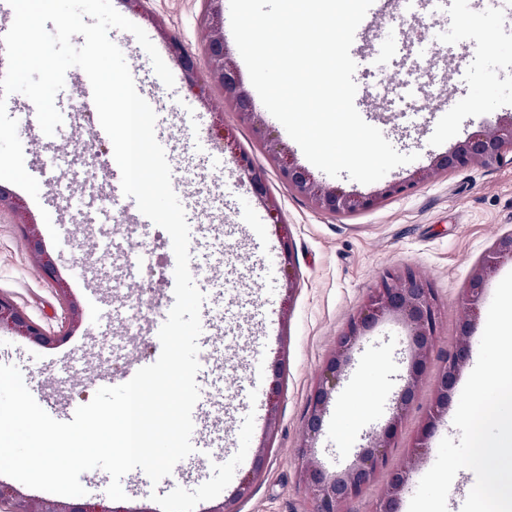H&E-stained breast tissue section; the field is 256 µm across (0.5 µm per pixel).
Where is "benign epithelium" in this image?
<instances>
[{"label": "benign epithelium", "mask_w": 512, "mask_h": 512, "mask_svg": "<svg viewBox=\"0 0 512 512\" xmlns=\"http://www.w3.org/2000/svg\"><path fill=\"white\" fill-rule=\"evenodd\" d=\"M204 21L208 36L203 47L207 60V80L220 85L225 98L242 119L252 125L255 136L262 141L278 167L282 180L295 194L304 198L318 212L342 214L374 208L386 199L405 195L434 174L470 167H489L501 163L512 154V113L500 117L489 126L468 135L452 150L435 155L430 164L414 171L406 178L387 181L369 194L346 192L339 187L320 183L307 168L299 165L273 136L255 111L252 98L242 86L236 65L231 60L224 40L222 0H206ZM170 54L178 63L190 85L199 82L198 64L175 36L166 38ZM240 179L265 204L275 207L268 196L264 172L244 152L233 153ZM33 259L52 282L61 284L54 260L45 253L38 233L28 235ZM512 260V234L495 240L487 253L474 267L464 290V315L459 327V341L444 359L434 383V398L428 417L422 422L413 445V453L402 466L390 472L387 490L374 512H397L402 493L408 488L410 476L417 461L429 450V439L438 418L448 408V393L455 387L463 364L470 354L472 324L476 320L478 303L483 294L486 277L498 264ZM439 306L431 288L410 272L388 270L380 277L376 287L360 309L348 320L338 336L336 350L325 362L308 399L305 433L314 439L322 429L324 414L333 392L336 391L344 366L350 359L355 343L379 321L388 316L402 319L409 329L410 366L396 399V411L385 426L375 434L358 462L339 475L326 474L319 465L302 451L303 477L312 490V512H344V506L358 497L364 488L384 473L392 448L407 409L412 405L419 389L427 381V369L433 352ZM7 329L39 345H48L53 338L32 321L14 302L0 296V330ZM264 464V453L258 452L253 470L240 482L237 496L246 495L252 481ZM0 512H121L109 508L104 502L25 499L15 488L0 484Z\"/></svg>", "instance_id": "1"}]
</instances>
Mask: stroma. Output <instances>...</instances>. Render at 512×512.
<instances>
[{
    "label": "stroma",
    "mask_w": 512,
    "mask_h": 512,
    "mask_svg": "<svg viewBox=\"0 0 512 512\" xmlns=\"http://www.w3.org/2000/svg\"><path fill=\"white\" fill-rule=\"evenodd\" d=\"M116 10L145 30L164 62H171L165 34L178 37L206 69L203 44L204 0H149L146 11L117 0ZM494 6H465L458 12L435 13L427 0H390L386 19L366 27L353 44L360 55L354 81L365 91L355 107L396 150L415 154V161L390 171L408 177L429 165L481 125L512 113V38L497 35ZM441 44L451 57L425 54ZM163 106L156 124L167 127L185 157L171 173L173 189L195 192L208 184L199 218L226 244L223 273L225 312L218 333L225 344L230 386L257 378L259 412L248 418L237 412L224 425V446L241 455L232 476L211 464L177 478L167 489L140 484L126 488L127 512H169L179 501L185 512H209L227 503L231 512H310V491L302 477L299 448L303 443L308 396L333 352L336 339L360 308L380 275L388 269L412 271L434 288L441 306L430 370L438 372L459 339L463 294L474 265L500 235L512 232V161L436 174L410 195L386 200L380 207L342 216L313 210L279 176L265 146L250 125L224 101L221 87L206 82L190 87L180 68H173V87L157 81L147 54L135 60ZM31 101L17 95L14 117L27 172L54 170L63 163L66 177L56 184L40 180L38 197L7 184L15 207H0V295L9 297L50 335L56 345L43 347L0 330V364L17 366L35 399L57 396L80 406L97 391L94 377L107 371L123 374L130 358H150L154 337L150 321L129 329V321L147 294L164 305L171 275L163 267L146 287L129 264L141 249L129 213L113 210L110 220L89 222L82 173L96 168L94 188L107 193L103 169L113 152L111 141L93 137L97 112L68 120L67 129L46 136ZM221 119L230 145L211 139L214 119ZM248 152L265 174L268 194L278 207L250 197L232 158ZM53 214L59 242H52L43 213ZM36 224L44 248L68 286L60 293L46 280L27 243L29 224ZM289 250L291 270L276 259ZM80 317L71 320V306ZM408 329L396 317L379 322L353 352L341 386L328 406L313 453L327 472L355 462L367 433L383 425L408 371ZM281 364L276 411L267 394L273 364ZM373 377L385 390L365 422L352 425L349 441L336 435V416L357 407V383ZM432 384H425L407 412L390 468L407 460L413 439L430 410ZM265 462L247 496H237L256 451Z\"/></svg>",
    "instance_id": "obj_1"
}]
</instances>
